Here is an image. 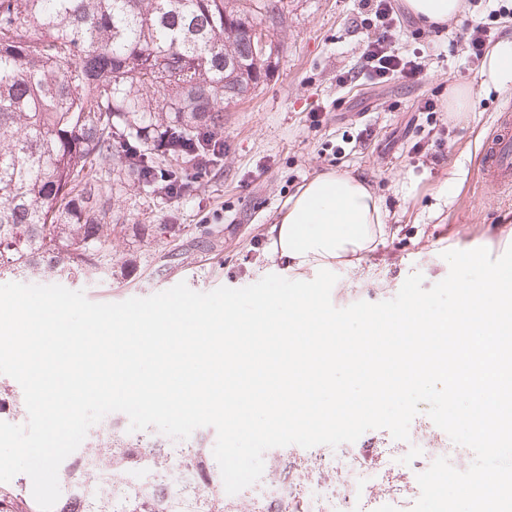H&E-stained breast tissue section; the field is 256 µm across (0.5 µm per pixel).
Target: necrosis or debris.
I'll return each mask as SVG.
<instances>
[{
	"instance_id": "obj_1",
	"label": "necrosis or debris",
	"mask_w": 512,
	"mask_h": 512,
	"mask_svg": "<svg viewBox=\"0 0 512 512\" xmlns=\"http://www.w3.org/2000/svg\"><path fill=\"white\" fill-rule=\"evenodd\" d=\"M469 450L455 445L434 448L417 437L381 451L379 466L372 467L350 448H321L315 451L303 479L282 472L278 463L281 449L272 448L264 457L270 466L261 479L232 495V502L249 503L252 512H268L280 506L283 512H411L418 498L406 479L426 471L434 459L448 458L461 467ZM129 484L164 488L172 497H181L194 482L188 463L175 470L142 467L128 478Z\"/></svg>"
}]
</instances>
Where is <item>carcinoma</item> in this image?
<instances>
[{
	"mask_svg": "<svg viewBox=\"0 0 512 512\" xmlns=\"http://www.w3.org/2000/svg\"><path fill=\"white\" fill-rule=\"evenodd\" d=\"M282 0H0V275L93 279L112 258V162L171 199L189 194L157 176L154 160L223 157L224 98L267 79L265 64L224 68V41L245 39ZM19 400L0 383V417ZM164 444L108 432L63 461L53 512H225L223 481L200 444L195 490L175 503L157 488L124 489L144 462L172 459ZM0 512H39L22 489Z\"/></svg>",
	"mask_w": 512,
	"mask_h": 512,
	"instance_id": "carcinoma-1",
	"label": "carcinoma"
}]
</instances>
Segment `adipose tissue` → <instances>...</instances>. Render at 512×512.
<instances>
[{"mask_svg": "<svg viewBox=\"0 0 512 512\" xmlns=\"http://www.w3.org/2000/svg\"><path fill=\"white\" fill-rule=\"evenodd\" d=\"M481 78L496 91L512 90V40L487 54ZM382 208L364 179L352 174L317 175L270 225L269 257L302 276L332 268L348 255L376 250L386 233Z\"/></svg>", "mask_w": 512, "mask_h": 512, "instance_id": "adipose-tissue-1", "label": "adipose tissue"}]
</instances>
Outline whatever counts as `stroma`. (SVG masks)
I'll return each instance as SVG.
<instances>
[{
    "instance_id": "obj_1",
    "label": "stroma",
    "mask_w": 512,
    "mask_h": 512,
    "mask_svg": "<svg viewBox=\"0 0 512 512\" xmlns=\"http://www.w3.org/2000/svg\"><path fill=\"white\" fill-rule=\"evenodd\" d=\"M276 28L281 49L269 76L224 114V158L196 179L195 189L171 200L138 185L127 171L112 174L111 275L66 280L90 301L117 303L148 297L178 283L197 292L243 288L273 273L266 258V228L288 197L323 172L363 178L380 199L388 226L384 244L356 264H339L331 291L335 307L393 298L411 273L424 287L446 278L448 250L487 248L500 257L512 247V200L485 184L478 155L495 116L512 92L480 82L481 63L467 53L471 17H487L498 0H479L439 35L409 38L418 27L402 11L393 46L420 52L424 68L412 81L375 84L362 77L367 30L362 0H284ZM356 75L351 85L337 75ZM466 88L474 112L455 119L447 111L450 87ZM435 97V114L422 112ZM322 108L312 122L313 108ZM428 139V149L413 144ZM451 191L450 201L439 200ZM141 224L162 225L149 237Z\"/></svg>"
}]
</instances>
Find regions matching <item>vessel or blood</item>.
Here are the masks:
<instances>
[{
  "mask_svg": "<svg viewBox=\"0 0 512 512\" xmlns=\"http://www.w3.org/2000/svg\"><path fill=\"white\" fill-rule=\"evenodd\" d=\"M480 168L485 183L508 193L512 191V105L497 115L483 142Z\"/></svg>",
  "mask_w": 512,
  "mask_h": 512,
  "instance_id": "b4317fda",
  "label": "vessel or blood"
}]
</instances>
